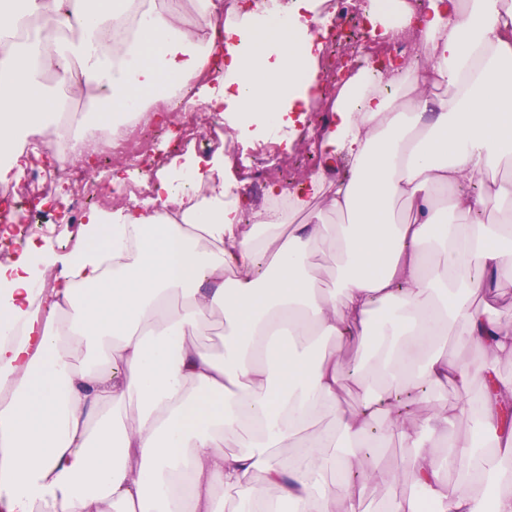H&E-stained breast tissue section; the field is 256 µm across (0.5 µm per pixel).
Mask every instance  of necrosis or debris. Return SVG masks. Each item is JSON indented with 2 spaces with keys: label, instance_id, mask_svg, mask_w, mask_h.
<instances>
[{
  "label": "necrosis or debris",
  "instance_id": "necrosis-or-debris-1",
  "mask_svg": "<svg viewBox=\"0 0 512 512\" xmlns=\"http://www.w3.org/2000/svg\"><path fill=\"white\" fill-rule=\"evenodd\" d=\"M322 12L330 17L324 43L332 51L320 66L319 91L323 98H337L358 74L363 60H372L383 74L392 63L420 57L423 52L422 45L413 38L386 53L374 50L366 18L353 0H324ZM88 103V97L75 98L57 112L48 137L23 143L28 157L24 174L12 183L0 185V232H10L19 242L34 235L58 236L54 225L27 221L31 206L61 209L69 224L81 223L85 210L91 206L110 208L113 188L103 175L109 159L140 170V180L123 189L129 199L151 193L154 175L167 162L171 150L196 147L205 139L223 146L225 157L235 155V142L225 137L220 113L204 104L196 111L180 113L178 130L172 135L159 128L149 112L129 115L121 123L100 129L96 134L98 147L91 154V174L78 172L71 145L78 117Z\"/></svg>",
  "mask_w": 512,
  "mask_h": 512
}]
</instances>
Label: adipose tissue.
I'll return each instance as SVG.
<instances>
[{
    "instance_id": "ef3b65f1",
    "label": "adipose tissue",
    "mask_w": 512,
    "mask_h": 512,
    "mask_svg": "<svg viewBox=\"0 0 512 512\" xmlns=\"http://www.w3.org/2000/svg\"><path fill=\"white\" fill-rule=\"evenodd\" d=\"M195 10L188 29L168 0H0V183L28 164L15 143L48 133L63 107L45 91L50 75L97 101L72 146L79 160L112 115L147 111L158 96L175 110L205 102L235 114L239 139L293 127L313 99L320 0H195ZM419 29L426 66L385 84L359 72L337 98L323 168L343 162L350 175L324 195V213L312 207L322 177L288 212L247 214L224 199L223 157L202 174L188 159L148 201L92 212L69 253L0 266L5 512H224L226 490L247 512L283 501L336 512L340 500L356 512L368 448L391 435L410 450L415 493L385 512H512V436L499 435L512 381L495 369L512 358V322L492 311L496 281L512 279V243L470 221L512 208V180L494 175L512 159V0H425ZM217 53L209 83L191 84ZM187 171L211 194L185 210ZM475 178L479 193L458 191ZM445 189L453 224L436 209ZM292 214L309 221L289 223ZM326 251L331 289L314 261ZM436 251L444 266H427ZM55 264L64 275L43 288ZM449 319L465 325L459 345L481 347L490 363L476 371L449 354ZM219 322L220 357L203 341ZM347 344L371 346L377 383L341 368ZM480 372L496 391L479 431L501 449L503 484L489 502L477 492L485 470L474 440L426 450L447 414L417 427L399 403L407 390L467 391ZM347 381L357 404L339 399ZM325 411L334 428L308 434ZM244 430L248 443L230 450ZM286 445L292 456L279 455Z\"/></svg>"
}]
</instances>
